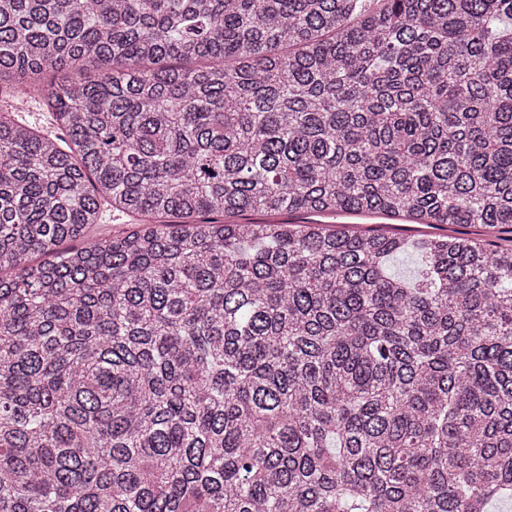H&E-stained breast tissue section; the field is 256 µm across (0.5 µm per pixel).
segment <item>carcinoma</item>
Segmentation results:
<instances>
[{
  "mask_svg": "<svg viewBox=\"0 0 512 512\" xmlns=\"http://www.w3.org/2000/svg\"><path fill=\"white\" fill-rule=\"evenodd\" d=\"M0 101V512L512 501V246L224 222L511 228L512 0H0ZM275 219H288L290 221L295 222L319 220L322 222V225H326L328 228H345L350 231L381 230V232L400 233L411 237L424 233L452 234L453 231L460 233H478L476 231L481 230L479 228L459 227L448 224H444V227L429 225V227L431 226L434 229H430L428 226H426V224H395L400 222L390 221L378 215L354 216L349 214H336L325 216H311L303 214H290L275 217ZM436 228H441L444 230H439Z\"/></svg>",
  "mask_w": 512,
  "mask_h": 512,
  "instance_id": "cac0c4a2",
  "label": "carcinoma"
}]
</instances>
